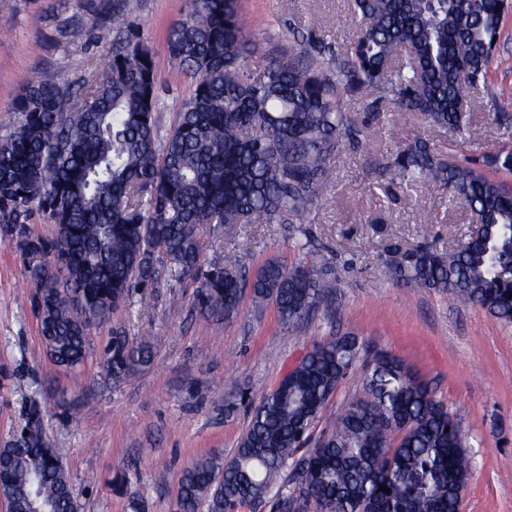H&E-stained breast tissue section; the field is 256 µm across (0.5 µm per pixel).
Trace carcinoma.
I'll return each mask as SVG.
<instances>
[{
  "instance_id": "1",
  "label": "carcinoma",
  "mask_w": 512,
  "mask_h": 512,
  "mask_svg": "<svg viewBox=\"0 0 512 512\" xmlns=\"http://www.w3.org/2000/svg\"><path fill=\"white\" fill-rule=\"evenodd\" d=\"M362 23L325 57L308 37L246 62L252 33L239 0H188L166 47L191 95L165 136L158 132L154 53L132 31L124 0L96 30L109 57L74 81L43 73L14 105L18 121L0 136V224L22 238L32 305L52 362L80 367L89 337L131 288L199 274L211 236L226 224H303L329 180L342 138L358 135L345 98L394 100L459 135L468 130L472 89L500 40L506 0H352ZM485 165L512 172V150ZM409 185L432 181L469 207L479 234L459 248L406 250L390 259L394 282L427 288L512 323V190L475 160L432 152L422 140L378 165ZM55 225L33 234L32 217ZM56 266L60 277L45 275ZM202 274V273H200ZM275 301L290 326L335 300L336 286L305 266L270 259L247 280L235 259L202 274L201 312L237 317L245 287ZM357 336L315 344L261 395L231 458L204 457L178 477V512H237L289 500L297 512H458L471 459L459 424L401 359L366 363L365 395L345 405L325 437L310 435L340 383L361 361ZM151 343L116 336L104 367L116 382L149 366ZM17 445L0 448V498L11 512H79L60 450L31 412ZM385 486L390 493L380 490Z\"/></svg>"
}]
</instances>
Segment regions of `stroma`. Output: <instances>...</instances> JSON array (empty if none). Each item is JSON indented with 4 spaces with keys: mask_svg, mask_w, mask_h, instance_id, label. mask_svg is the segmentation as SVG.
Listing matches in <instances>:
<instances>
[{
    "mask_svg": "<svg viewBox=\"0 0 512 512\" xmlns=\"http://www.w3.org/2000/svg\"><path fill=\"white\" fill-rule=\"evenodd\" d=\"M108 0H0V136L17 120L15 100L36 73L76 79L109 46L95 22ZM128 14L153 48L163 108L161 133L174 126L190 80L172 81L176 68L165 35L184 16L185 0H127ZM254 31L253 58L274 38L293 41L308 19L324 38L350 41L357 19L348 0H240ZM82 39L64 35L69 26ZM512 97V12L503 23L487 77L479 79L468 112L470 132L430 126L415 116L396 120L397 106H372L357 97L347 107L360 128L356 145H343L329 185L305 224H234L206 253V264L236 253L246 272L272 258L306 265L337 283L329 313L288 329L276 304L244 296L229 322L203 317L198 282L176 283L158 274L155 284L133 289L127 305L92 333L88 358L75 372L59 369L43 342L30 304L26 260L15 240L0 235V447L16 440L32 407L42 431L63 452L80 493L81 512H177L178 476L204 456L230 458L261 392L271 389L313 344L357 335L369 352L405 360L460 422L472 459L461 512H512V324L425 288L386 280L395 252L419 247L448 251L471 227L466 205L449 202L434 184L401 183L379 175L388 153L415 139L440 155L481 159L512 150V119H499L492 102ZM117 335L150 342L152 364L123 383L103 367Z\"/></svg>",
    "mask_w": 512,
    "mask_h": 512,
    "instance_id": "35a3bbf8",
    "label": "stroma"
}]
</instances>
